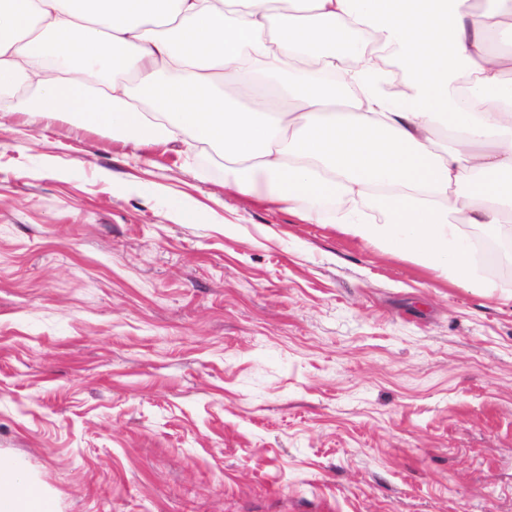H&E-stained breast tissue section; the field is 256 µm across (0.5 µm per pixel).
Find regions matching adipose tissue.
Masks as SVG:
<instances>
[{"mask_svg": "<svg viewBox=\"0 0 512 512\" xmlns=\"http://www.w3.org/2000/svg\"><path fill=\"white\" fill-rule=\"evenodd\" d=\"M494 2L479 15L472 0H296L291 15L260 0H0V87L21 78L39 113L65 102L125 135L214 151L238 195L485 291L497 282L473 230L512 239V0ZM366 30L407 64L399 96L352 40ZM313 64L342 71L344 92ZM0 512L53 504L0 466Z\"/></svg>", "mask_w": 512, "mask_h": 512, "instance_id": "ef3b65f1", "label": "adipose tissue"}]
</instances>
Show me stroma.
Masks as SVG:
<instances>
[{"label": "stroma", "instance_id": "35a3bbf8", "mask_svg": "<svg viewBox=\"0 0 512 512\" xmlns=\"http://www.w3.org/2000/svg\"><path fill=\"white\" fill-rule=\"evenodd\" d=\"M17 88L0 463L56 512H512V288L455 285L227 191L212 153L34 114Z\"/></svg>", "mask_w": 512, "mask_h": 512}]
</instances>
